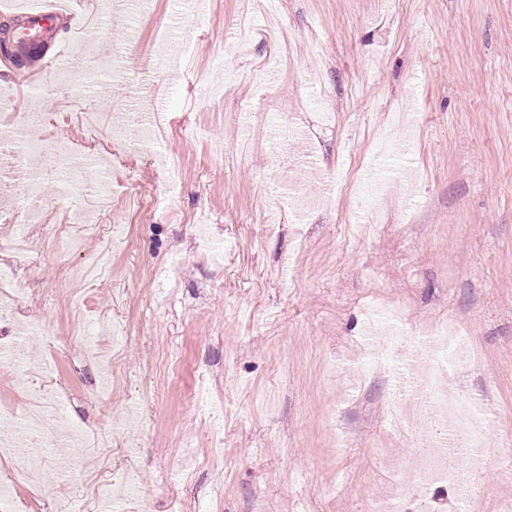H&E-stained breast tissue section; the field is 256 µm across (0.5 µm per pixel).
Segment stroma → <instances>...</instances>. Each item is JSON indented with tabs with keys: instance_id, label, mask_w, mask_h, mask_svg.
<instances>
[{
	"instance_id": "1",
	"label": "stroma",
	"mask_w": 512,
	"mask_h": 512,
	"mask_svg": "<svg viewBox=\"0 0 512 512\" xmlns=\"http://www.w3.org/2000/svg\"><path fill=\"white\" fill-rule=\"evenodd\" d=\"M243 0H147L138 14L114 13L90 43L58 41L92 77L94 112H164L160 142L183 161L167 208L125 196L131 180L163 189L168 172L151 151L112 149V167L83 169L91 185L114 187L88 252L111 263L88 283L75 311L65 267L76 253L53 248L48 230L11 265L22 300L16 336L0 320V343L19 340L23 370L0 363V403H25L37 385L94 443L90 465L61 474L26 497V512H55L65 496L100 512L98 486L133 472L137 499L126 512H370L396 490L412 451L408 427L392 421L388 373L367 376L370 315L397 311L424 341L453 321L472 338L466 363L450 367L448 390L484 401L498 425L486 443L494 462L478 477L471 512L512 506V0H261L254 38L240 44ZM139 50L120 78L101 71L115 44ZM282 63L257 93L251 74L270 50ZM230 81L211 98L206 78ZM0 94L15 112L56 113L51 89L22 98L0 64ZM332 119L321 116L322 109ZM296 123L289 159L313 157L341 183L407 176L412 200H384L361 221L353 196L324 195L299 172L321 207L293 223L288 190L266 148L269 129ZM411 133L415 148L382 158L383 132ZM247 161L235 152L244 137ZM224 153L213 156L211 144ZM208 220L224 264L199 255L187 225ZM183 261L169 301L155 299L156 271ZM111 356L114 376L99 390L85 338ZM208 378L207 402L221 411L224 453L190 398L191 368ZM358 388L343 389L353 371ZM222 487L221 501L213 490Z\"/></svg>"
}]
</instances>
